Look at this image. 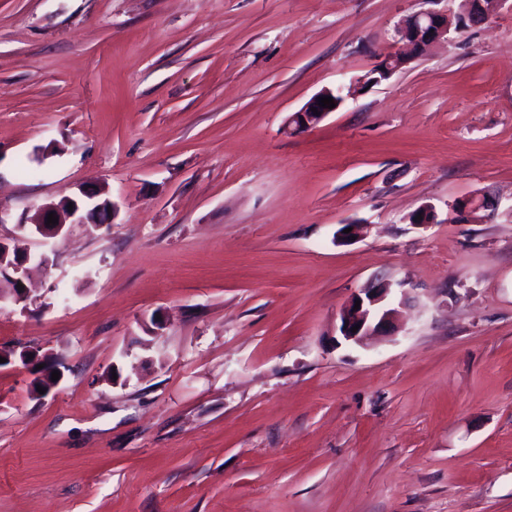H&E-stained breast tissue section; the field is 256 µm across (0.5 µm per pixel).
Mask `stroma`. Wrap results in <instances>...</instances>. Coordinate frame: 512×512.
Returning <instances> with one entry per match:
<instances>
[{"label":"stroma","instance_id":"35a3bbf8","mask_svg":"<svg viewBox=\"0 0 512 512\" xmlns=\"http://www.w3.org/2000/svg\"><path fill=\"white\" fill-rule=\"evenodd\" d=\"M460 2L0 0V239L117 206L0 301V512H512V0L285 127ZM380 281L398 332L337 346ZM330 96L333 98L335 107L332 109L320 107V97ZM340 97V99L337 98ZM345 101V96L342 95V90L337 91L324 90L314 96L304 107L299 111L292 113L287 118V126L295 131H305L315 127L322 119H324L329 113L335 112ZM312 108H316L319 115L314 114ZM69 204L73 205L69 211ZM117 206L109 199H100L99 194L79 190V194L66 195L58 201H51L38 206L32 215L22 216L16 224L26 230L29 235H39L44 238H55L66 233L71 224H98L95 220L108 217L104 224H109L112 215L115 216ZM54 213L58 224L47 225L48 214Z\"/></svg>","mask_w":512,"mask_h":512}]
</instances>
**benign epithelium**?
Here are the masks:
<instances>
[{
	"mask_svg": "<svg viewBox=\"0 0 512 512\" xmlns=\"http://www.w3.org/2000/svg\"><path fill=\"white\" fill-rule=\"evenodd\" d=\"M477 3L482 11L474 18L454 22V16L436 10H426L415 13L404 19L396 28L394 45L396 49L386 55L384 62L389 64L388 70L396 71L404 66L411 58L420 55L429 45L448 37L450 31L460 32L464 23L483 21L487 17V6L493 0H465ZM324 96L333 98L335 107H340L345 101L342 90H324L314 96L299 111L287 118V126L295 131H305L315 127L324 119L331 109L320 106L319 100ZM117 206L108 199H100L99 195L85 190L74 195H66L57 201H51L38 206L32 215H26L18 220L20 228L30 235L44 238H55L66 233L72 224H93L99 217H109L116 214ZM58 218L55 225L47 224L48 214ZM12 243L0 240V296L9 294L13 287L24 284L27 275V265L34 255L24 246H19V257L10 263L6 262ZM396 291L389 283L381 282L369 285L354 294L342 309L337 331L346 343L361 344L363 341L379 333H388L395 328L396 309L394 303ZM360 301V308L354 309L355 301ZM359 326L357 331L352 327Z\"/></svg>",
	"mask_w": 512,
	"mask_h": 512,
	"instance_id": "benign-epithelium-1",
	"label": "benign epithelium"
}]
</instances>
